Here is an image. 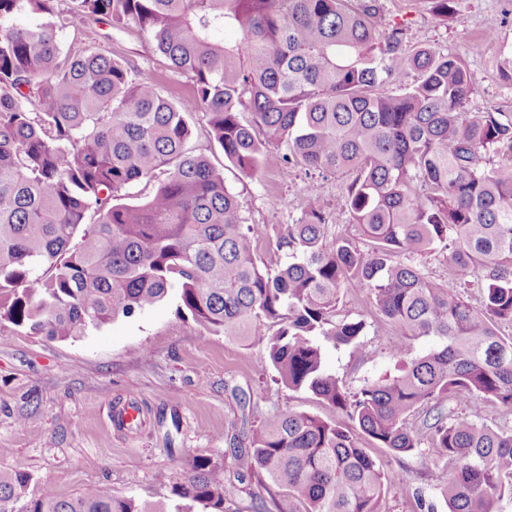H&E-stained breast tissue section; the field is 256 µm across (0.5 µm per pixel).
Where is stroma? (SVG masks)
<instances>
[{
    "label": "stroma",
    "instance_id": "stroma-1",
    "mask_svg": "<svg viewBox=\"0 0 512 512\" xmlns=\"http://www.w3.org/2000/svg\"><path fill=\"white\" fill-rule=\"evenodd\" d=\"M380 29L405 27L410 44L426 45L465 59L474 86L469 108L485 112L512 103V84L501 69L512 57V0H453L448 18L434 15L430 0H380ZM497 19L499 37L482 43L489 19ZM61 47L80 51L93 46L117 53L164 93L186 94V78L173 76L166 60L135 29L76 21L58 33ZM193 146L224 171L226 186L236 193L256 243L259 261H283L275 249L282 225L292 223L303 195L318 197L328 214L326 236L344 235L362 249L371 243L336 200L347 184L343 176L296 170L282 179L283 147H270L266 164L245 177L225 160L205 127H197ZM277 200L281 221H266L270 200ZM177 291L153 307L86 331L67 341L49 340L23 331H0V471L25 472L50 481L64 497L88 487H104L172 512L173 488L188 474L192 460L207 455L223 462L224 512H258L264 487L239 480L227 435L240 432L242 419L258 420L269 411L290 406L332 419L329 406L311 393L292 391L274 381L275 372L263 345L210 333L177 312ZM339 317L364 320L366 334L357 348L327 349V369L346 387L395 373L397 363L385 340L390 327L359 291L345 294ZM138 401L146 418L132 430L115 428L109 412L125 401ZM361 445L384 469L401 475L389 488L390 512H420L417 500L447 512L433 485L432 463L421 456L393 457L369 439Z\"/></svg>",
    "mask_w": 512,
    "mask_h": 512
}]
</instances>
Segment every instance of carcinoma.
<instances>
[{
	"mask_svg": "<svg viewBox=\"0 0 512 512\" xmlns=\"http://www.w3.org/2000/svg\"><path fill=\"white\" fill-rule=\"evenodd\" d=\"M0 0V329L67 340L162 301L226 337L263 343L280 383L326 402L325 421L289 407L230 440L242 476H266L304 512H388L386 475L360 446L421 455L442 471L448 512H512V112H471L466 62L404 29L379 31V0ZM27 11L52 21L30 27ZM75 18L135 28L170 71L178 99L118 54L62 52ZM235 29L238 43L220 35ZM388 82L402 93L383 91ZM249 113L250 119L243 118ZM205 123L244 175L266 141L295 169L348 175L339 206L372 242L326 243L327 213L305 195L260 265L237 195L189 147ZM163 176L142 205L126 190ZM442 253L448 282L415 259ZM365 291L388 323L393 376L355 391L324 364L366 323L336 317ZM431 339L426 351L417 344ZM421 413L417 426L410 417ZM0 472V512H149L99 487L73 498ZM224 512V465L194 458L174 488Z\"/></svg>",
	"mask_w": 512,
	"mask_h": 512,
	"instance_id": "1",
	"label": "carcinoma"
}]
</instances>
